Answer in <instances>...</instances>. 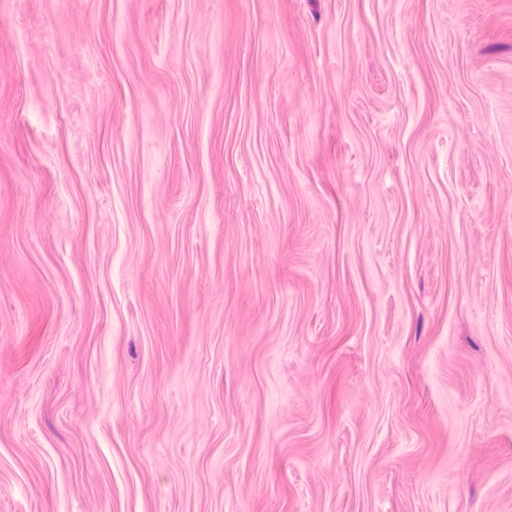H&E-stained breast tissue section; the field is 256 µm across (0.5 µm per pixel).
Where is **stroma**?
I'll use <instances>...</instances> for the list:
<instances>
[{"instance_id":"stroma-1","label":"stroma","mask_w":512,"mask_h":512,"mask_svg":"<svg viewBox=\"0 0 512 512\" xmlns=\"http://www.w3.org/2000/svg\"><path fill=\"white\" fill-rule=\"evenodd\" d=\"M0 512H512V0H0Z\"/></svg>"}]
</instances>
